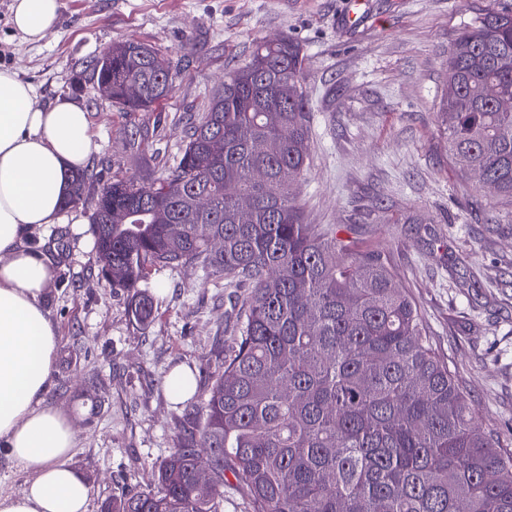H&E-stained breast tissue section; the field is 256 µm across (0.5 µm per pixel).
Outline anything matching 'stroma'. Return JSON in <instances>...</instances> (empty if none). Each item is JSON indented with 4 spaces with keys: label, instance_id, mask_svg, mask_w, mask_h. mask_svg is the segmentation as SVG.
<instances>
[{
    "label": "stroma",
    "instance_id": "1",
    "mask_svg": "<svg viewBox=\"0 0 512 512\" xmlns=\"http://www.w3.org/2000/svg\"><path fill=\"white\" fill-rule=\"evenodd\" d=\"M60 2L56 28L31 43L10 22L12 0H0V67L35 88L36 105L83 106L97 145L98 181L62 223L31 235L56 267L46 304L60 346L47 402L75 421L70 463L91 485V512L155 486L188 411L165 375L184 365L207 380L236 328L234 288L192 265L151 271L142 287L154 317L132 320L130 293L98 272V182L162 177L185 113L203 111L225 70L280 34L307 54L310 164L293 187L307 223L385 256L483 427L512 450V206L453 169L435 117L457 34L480 13L511 12L512 0H366V22L352 27L341 22L347 0ZM127 40L189 62L154 111L122 110L91 79L88 62Z\"/></svg>",
    "mask_w": 512,
    "mask_h": 512
}]
</instances>
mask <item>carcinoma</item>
Listing matches in <instances>:
<instances>
[{
    "mask_svg": "<svg viewBox=\"0 0 512 512\" xmlns=\"http://www.w3.org/2000/svg\"><path fill=\"white\" fill-rule=\"evenodd\" d=\"M445 66L448 156L512 205V13L475 18ZM90 69L127 112L173 90L172 61L145 43L116 44L112 66ZM305 69L293 38L257 41L186 120L175 166L149 185H99L97 262L109 287L133 292L136 323L154 315L137 290L154 267L198 265L247 289L157 485L104 512H218L228 473L251 512H512V453L479 423L417 304L381 253L323 233L294 199L310 157ZM92 178L73 176L71 204ZM204 463L214 477L201 486Z\"/></svg>",
    "mask_w": 512,
    "mask_h": 512,
    "instance_id": "carcinoma-1",
    "label": "carcinoma"
}]
</instances>
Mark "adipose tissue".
Instances as JSON below:
<instances>
[{
  "label": "adipose tissue",
  "instance_id": "adipose-tissue-1",
  "mask_svg": "<svg viewBox=\"0 0 512 512\" xmlns=\"http://www.w3.org/2000/svg\"><path fill=\"white\" fill-rule=\"evenodd\" d=\"M60 0H13V28L40 42ZM36 91L0 69V453L27 473L23 490L0 495V512H90L91 487L69 462L77 433L46 403L59 334L46 305L53 261L30 241L60 223L71 176L94 153L85 109L68 99L35 105Z\"/></svg>",
  "mask_w": 512,
  "mask_h": 512
}]
</instances>
